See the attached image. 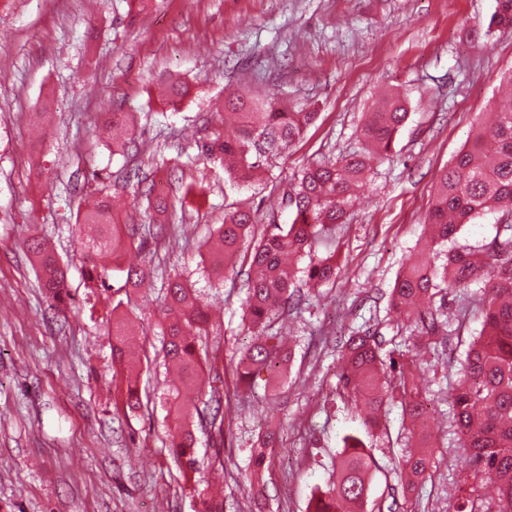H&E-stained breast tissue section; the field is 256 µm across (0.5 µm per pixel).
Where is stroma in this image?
<instances>
[{
  "label": "stroma",
  "mask_w": 512,
  "mask_h": 512,
  "mask_svg": "<svg viewBox=\"0 0 512 512\" xmlns=\"http://www.w3.org/2000/svg\"><path fill=\"white\" fill-rule=\"evenodd\" d=\"M494 9L495 0H151L134 20L128 0H0V512H195V489L210 486L222 488L224 512H308L344 436L362 426L361 405L335 391L340 338L362 328L381 336L383 351L423 367L429 424L444 446L434 478L403 496L394 473L405 455L404 414L388 406L386 433L370 440L378 470L366 510L453 512L451 385L479 314L449 295L454 330L433 354L415 350L386 308L440 169L499 104L512 31L485 37ZM169 75L192 85L174 108L153 94ZM235 90L317 115L248 186L226 181L222 163L196 148L222 131L216 103ZM393 91L408 103L406 124L392 152L373 162L349 223L324 237L340 273L277 324L292 348L286 376L276 386L261 376L238 386L237 362L255 341L242 320L246 289L210 276L200 244L238 207L257 214V234L288 224L293 175L359 150L366 113ZM109 112L133 119L128 153L102 138ZM189 183L200 196L182 229L145 234L142 250L122 258L153 284L132 308L147 332V360L142 405L131 411L116 399L100 291L72 255L76 211L106 195L119 218L143 224L147 190L174 199ZM34 234L70 263L64 304L46 298L23 247ZM176 275L221 313L206 341L230 396L223 451L195 429L201 467L191 487L170 455L164 407L161 308ZM269 431L285 451L259 486L249 480L251 450Z\"/></svg>",
  "instance_id": "obj_1"
}]
</instances>
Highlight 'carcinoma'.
<instances>
[{"label": "carcinoma", "mask_w": 512, "mask_h": 512, "mask_svg": "<svg viewBox=\"0 0 512 512\" xmlns=\"http://www.w3.org/2000/svg\"><path fill=\"white\" fill-rule=\"evenodd\" d=\"M512 29V0H496L485 37ZM171 104L185 98L189 85L164 79ZM224 133L198 146L200 155H220L232 163L225 169L236 183L252 181L268 154L283 152L300 141L315 119V113L285 106L273 97L255 98L242 92L224 98ZM407 118L406 99L391 93L381 108L368 113L360 132L361 149L331 163L304 168L288 190L291 222L277 232L249 240L257 216L249 209L224 214L213 241L206 250L210 271L219 278L236 271V260L247 266L245 319L260 336L241 356L238 384L251 386V376L265 370L282 379L289 357L276 336L274 324L288 312L290 288L298 271L287 264L290 257H313L318 252L329 224L349 220L354 190L365 179L367 161L373 151L386 153ZM133 143L130 118L112 113V151L124 152ZM512 218V108L495 113L492 123L478 127L465 145L444 167L423 224L430 229L428 249L406 261L391 289L389 303L406 315L403 327L413 332L421 345L436 352L441 334L448 327L444 318L447 293L475 306L481 330L469 342L463 366L453 387L451 413L460 441L458 461L466 470L455 486V512H512V223H504L502 239L492 249L457 243L462 228L489 212ZM77 226L97 228V235L80 239L79 258L89 280L106 283L116 268L102 263V256L117 254L144 241H135L137 228L121 224L107 209L76 212ZM49 297L62 304L69 295L67 273L44 237L25 241ZM336 253L330 252L304 269L305 284L315 287L336 279ZM478 279L485 282L479 296L468 295ZM143 271L129 268L124 285L106 296L112 320V365L125 383L123 405H141L137 385L141 358L130 348L136 335L128 309L146 284ZM165 331L162 344L166 369L176 380L167 399L172 420L169 434L171 455L186 482L197 471L194 432L189 421L210 429L216 451L224 447V418L219 416L223 393L219 373L203 375L208 361L207 335L211 316L196 290L174 277L164 296ZM341 366L336 390L343 396L358 394L370 408L364 419L367 433L380 428L385 407L401 404L408 420L407 443L411 448L397 482L403 495L413 494L417 484L433 477L440 460L431 441L428 420L431 399L415 384L409 365L396 366L393 354L383 357L378 338L371 333L350 335L341 345ZM276 447V436L267 434L253 449L258 476L268 468ZM376 461L371 448L359 437L348 436L334 464L335 478L327 489L311 500V512H365ZM196 512H224V501L200 491Z\"/></svg>", "instance_id": "carcinoma-1"}]
</instances>
